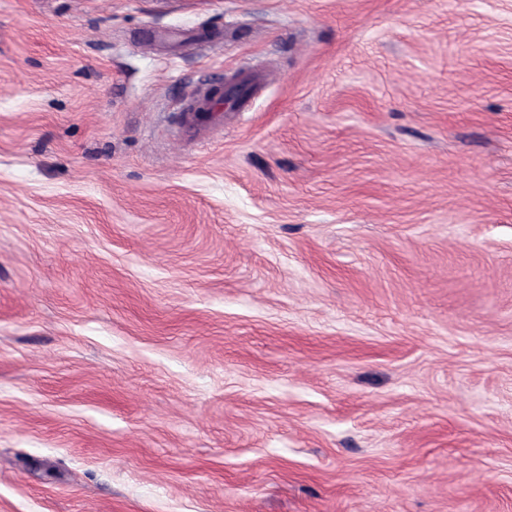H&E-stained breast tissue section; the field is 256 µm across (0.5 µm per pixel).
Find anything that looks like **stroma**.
I'll use <instances>...</instances> for the list:
<instances>
[{"label": "stroma", "instance_id": "stroma-1", "mask_svg": "<svg viewBox=\"0 0 512 512\" xmlns=\"http://www.w3.org/2000/svg\"><path fill=\"white\" fill-rule=\"evenodd\" d=\"M0 512H512V0H0Z\"/></svg>", "mask_w": 512, "mask_h": 512}]
</instances>
